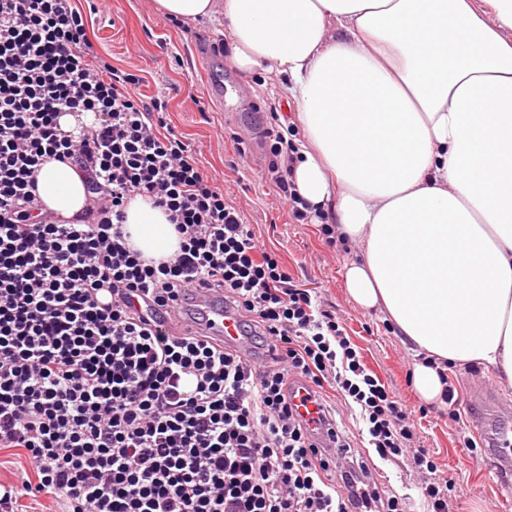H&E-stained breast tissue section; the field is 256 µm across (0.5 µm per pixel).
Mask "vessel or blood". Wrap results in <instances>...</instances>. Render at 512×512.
<instances>
[{
	"instance_id": "b4317fda",
	"label": "vessel or blood",
	"mask_w": 512,
	"mask_h": 512,
	"mask_svg": "<svg viewBox=\"0 0 512 512\" xmlns=\"http://www.w3.org/2000/svg\"><path fill=\"white\" fill-rule=\"evenodd\" d=\"M194 298L208 314L215 336L228 342L238 338L237 320L225 310L221 294L201 288ZM467 404L476 410L473 423L483 447L489 448L500 464L499 483L508 486L512 483V402L496 393H484L469 398Z\"/></svg>"
}]
</instances>
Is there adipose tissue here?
Segmentation results:
<instances>
[{"mask_svg": "<svg viewBox=\"0 0 512 512\" xmlns=\"http://www.w3.org/2000/svg\"><path fill=\"white\" fill-rule=\"evenodd\" d=\"M184 20L223 10L230 61L280 80L303 136L297 191L363 259L345 266L359 307L426 353L413 385L437 403L449 368L512 382V0H155ZM44 205L84 209L83 174L53 160ZM123 230L144 259L181 238L145 196Z\"/></svg>", "mask_w": 512, "mask_h": 512, "instance_id": "1", "label": "adipose tissue"}]
</instances>
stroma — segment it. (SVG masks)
<instances>
[{
  "instance_id": "obj_1",
  "label": "stroma",
  "mask_w": 512,
  "mask_h": 512,
  "mask_svg": "<svg viewBox=\"0 0 512 512\" xmlns=\"http://www.w3.org/2000/svg\"><path fill=\"white\" fill-rule=\"evenodd\" d=\"M71 5L84 15L89 39L113 68L139 78L144 97L166 96L168 129L194 146L200 168L223 189L225 202L243 214L261 248L276 254L302 288L335 311L367 369L404 403L419 406L407 377L416 351L395 336L380 313L360 309L346 293L344 266L360 257V248L334 255L321 225L294 220L268 179L262 129L278 113L289 125V139L299 138L300 131L280 94L264 88V73L218 68L212 47L230 39L223 15L184 21L156 12L153 0H104L97 8L90 0H71ZM207 80L223 81V100L203 98ZM417 431L424 447L433 450L459 512H497V479L464 444L475 436L468 416L454 422L432 411L419 419Z\"/></svg>"
}]
</instances>
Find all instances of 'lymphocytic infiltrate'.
<instances>
[{
    "instance_id": "1",
    "label": "lymphocytic infiltrate",
    "mask_w": 512,
    "mask_h": 512,
    "mask_svg": "<svg viewBox=\"0 0 512 512\" xmlns=\"http://www.w3.org/2000/svg\"><path fill=\"white\" fill-rule=\"evenodd\" d=\"M165 107L113 71L71 0H0V449H24L37 475L0 482V512L26 497L57 512H405L347 435L317 446L288 401L293 379L331 422L332 385L378 460L406 458L426 512H452L411 409L261 251L190 145L162 134ZM86 112L92 126L62 128ZM264 137L280 199L310 220L282 163L292 143L275 127ZM53 160L87 176L70 220L48 219L37 195ZM136 194L180 234L170 259L128 246ZM198 285L223 292L240 342L179 330Z\"/></svg>"
}]
</instances>
